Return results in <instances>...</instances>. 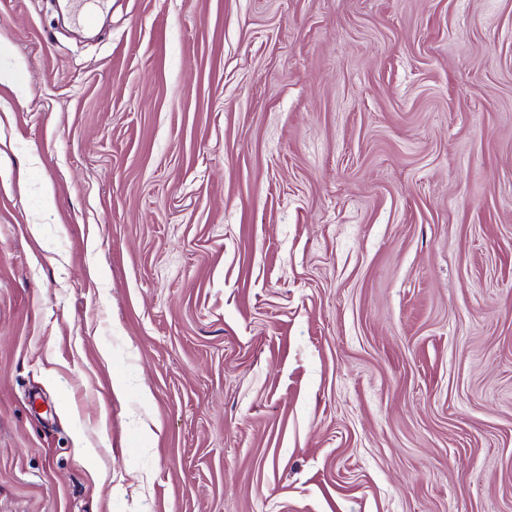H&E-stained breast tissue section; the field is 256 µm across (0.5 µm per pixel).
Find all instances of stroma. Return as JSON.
<instances>
[{
  "instance_id": "35a3bbf8",
  "label": "stroma",
  "mask_w": 512,
  "mask_h": 512,
  "mask_svg": "<svg viewBox=\"0 0 512 512\" xmlns=\"http://www.w3.org/2000/svg\"><path fill=\"white\" fill-rule=\"evenodd\" d=\"M85 8L0 0V512H512V0Z\"/></svg>"
}]
</instances>
